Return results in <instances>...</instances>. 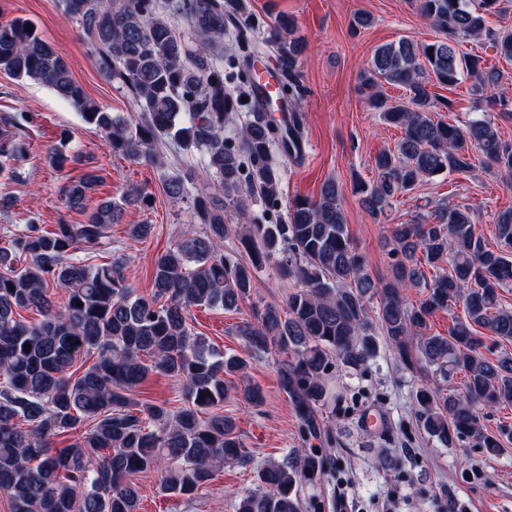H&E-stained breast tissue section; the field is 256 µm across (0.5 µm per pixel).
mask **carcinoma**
<instances>
[{
	"mask_svg": "<svg viewBox=\"0 0 512 512\" xmlns=\"http://www.w3.org/2000/svg\"><path fill=\"white\" fill-rule=\"evenodd\" d=\"M417 2L438 39L382 45L362 77L368 109L403 129L395 148L376 155V178L354 186L373 214L433 177L469 172L475 150L512 177V145L495 124L433 120L437 99L429 90L449 89L464 73L482 91L498 82L483 57L460 52L457 43L486 34L500 57L512 59V32L486 27L485 15L498 12L500 0ZM57 7L78 24L98 71L140 105V121L131 126L92 101L64 57L22 17L0 24V71L51 89L104 135L114 155L160 165L159 145L167 138L186 154L199 153L203 163L165 183L174 199L183 197L186 184L196 185L192 226L157 255L146 296L126 283L122 257L88 262L87 256L112 250V225L123 206L110 199L80 224L62 219L49 230L31 219L0 246V494L10 512H138L137 480L152 471L161 473L162 496L193 500L224 465L249 462L235 419L217 407L232 392L252 407L265 402L259 387L229 385L225 376L244 372L256 356L278 355L280 388L312 436L336 365L363 369L378 356L380 335L406 368L424 377L413 404L429 439L451 448L466 437L491 454L512 441V429L491 435L477 414L481 407L512 406V352L486 356L482 348L492 347L477 334L482 328L493 341L512 344V308L499 298V289L512 283V212L498 219L496 250L466 207L439 206L432 224H395L391 277L375 279L352 244L335 180H326L315 199L288 202L286 223L269 216L281 181L274 151L287 158L300 153L302 121L294 111L278 123L253 96L255 69L243 50L255 24L238 0H57ZM178 18L188 34L176 31ZM293 28L281 15L267 40L276 52L281 99L288 101L300 97V49L282 37ZM228 33L234 48L224 47ZM384 83L408 91L410 105L389 101L379 90ZM244 110L249 119L240 133L224 136ZM32 123L27 112L0 117V171L21 176ZM46 159L62 170L82 155L51 147ZM211 178L221 194L211 190ZM99 183L100 176L87 172L62 194L78 208ZM257 198L266 206L260 217L248 209ZM227 204L239 223L224 221ZM231 235L248 260L224 251ZM273 259L298 288L284 308L251 307L250 318L236 327L243 353L217 352L192 327L191 308L241 310L251 299L255 270ZM406 288L426 293L410 305ZM458 304L464 317L448 335L429 333L430 318ZM27 310L40 319L26 320L21 312ZM84 358L92 363L79 365ZM151 372L180 384L183 405L172 409L136 397ZM457 373L462 386L445 385ZM64 433L71 443L52 447L51 439ZM329 469L317 448L264 462L256 486L238 495L235 512H302L297 486Z\"/></svg>",
	"mask_w": 512,
	"mask_h": 512,
	"instance_id": "cac0c4a2",
	"label": "carcinoma"
}]
</instances>
